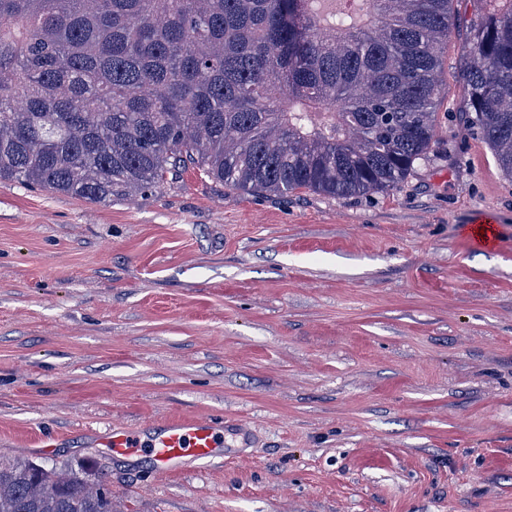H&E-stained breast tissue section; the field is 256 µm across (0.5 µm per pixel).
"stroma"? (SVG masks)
Returning a JSON list of instances; mask_svg holds the SVG:
<instances>
[{
    "label": "stroma",
    "mask_w": 512,
    "mask_h": 512,
    "mask_svg": "<svg viewBox=\"0 0 512 512\" xmlns=\"http://www.w3.org/2000/svg\"><path fill=\"white\" fill-rule=\"evenodd\" d=\"M478 8L452 4L435 141L392 191L0 183V458L99 460L114 512H512V179L465 118ZM193 416L242 429L162 477L96 446Z\"/></svg>",
    "instance_id": "obj_1"
}]
</instances>
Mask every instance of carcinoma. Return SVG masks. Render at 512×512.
<instances>
[{"instance_id":"carcinoma-1","label":"carcinoma","mask_w":512,"mask_h":512,"mask_svg":"<svg viewBox=\"0 0 512 512\" xmlns=\"http://www.w3.org/2000/svg\"><path fill=\"white\" fill-rule=\"evenodd\" d=\"M452 2L0 0V182L386 193L431 150ZM469 43V122L512 178V9ZM0 512H112V492L99 468L0 460Z\"/></svg>"}]
</instances>
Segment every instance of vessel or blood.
Listing matches in <instances>:
<instances>
[{"instance_id":"b4317fda","label":"vessel or blood","mask_w":512,"mask_h":512,"mask_svg":"<svg viewBox=\"0 0 512 512\" xmlns=\"http://www.w3.org/2000/svg\"><path fill=\"white\" fill-rule=\"evenodd\" d=\"M100 447L115 458H149L159 475H166L186 458L208 461L224 445V432L203 417L148 423L136 429L115 428L99 436Z\"/></svg>"}]
</instances>
